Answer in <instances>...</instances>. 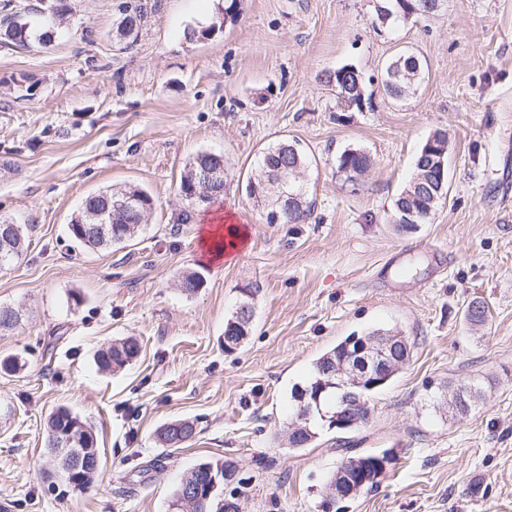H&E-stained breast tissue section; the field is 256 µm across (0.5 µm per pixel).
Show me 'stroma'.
I'll list each match as a JSON object with an SVG mask.
<instances>
[{
    "label": "stroma",
    "mask_w": 512,
    "mask_h": 512,
    "mask_svg": "<svg viewBox=\"0 0 512 512\" xmlns=\"http://www.w3.org/2000/svg\"><path fill=\"white\" fill-rule=\"evenodd\" d=\"M67 0L50 45L0 47V220L27 247L0 270V307L21 320L0 332V503L7 512H175L184 474L235 470L232 512H512V0H444L432 14L381 24L382 0ZM147 18L136 42L116 37L124 6ZM219 22L204 39L187 28ZM415 52L422 80L385 93L393 55ZM361 72L363 109L325 86ZM437 130L448 133V197L411 231L394 201ZM298 142L311 206L301 224H271L246 193L269 145ZM347 148L372 164L357 185L336 177ZM224 157V196L186 201L189 160ZM113 185L153 198L130 241L91 249L70 238L82 199ZM248 227L223 270L200 230L225 216ZM203 279L181 291L184 273ZM250 335L224 349L242 299ZM487 317L467 320L470 302ZM393 330L409 361L372 399L368 424L320 428L288 444L290 390L346 336ZM132 337L124 369L99 349ZM480 399L449 412L460 386ZM66 407L91 428L101 467L87 489L61 482L45 444ZM197 422L177 449L158 442L176 419ZM392 458L373 489L327 502L346 454ZM141 346L135 339L125 338L98 352L96 364L103 371L120 370L140 354Z\"/></svg>",
    "instance_id": "1"
}]
</instances>
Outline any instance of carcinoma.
Here are the masks:
<instances>
[{
  "label": "carcinoma",
  "mask_w": 512,
  "mask_h": 512,
  "mask_svg": "<svg viewBox=\"0 0 512 512\" xmlns=\"http://www.w3.org/2000/svg\"><path fill=\"white\" fill-rule=\"evenodd\" d=\"M420 15L431 14L436 11V0H384V3L377 8V21L387 23L389 21H406L412 16L413 11ZM52 40V31L45 29L38 30L32 21L25 14L18 12H7L0 20V44L4 46L26 47L33 42L47 45ZM420 76L412 79H404L391 86L383 83V88L391 97L401 98L409 92L419 81ZM325 83L336 88V95L347 93L351 98L358 100L364 96L363 79L356 70L343 72L339 68L334 72L325 75ZM207 159L202 154H197L187 165L184 176L180 182V192L184 198H189L191 189L202 182L203 168ZM306 164V156L303 151L292 143H278L262 152L258 165L263 178L251 181L247 185V192L255 200L268 207V210H279L286 206L281 213V222L286 224H300L308 218L309 205L302 187L295 184L288 190V194L281 196L270 191V175L274 169L284 166H296L303 168ZM348 165L356 170L365 169L370 166V157L359 149H346L337 158L336 177L348 181L350 176L341 173L343 166ZM433 157L426 153V147H421L418 152L412 176L408 184L400 192L395 200L396 216L401 218L408 213L414 214V220L419 224H426L431 218L435 206L440 201L438 183L433 176ZM130 196H137L141 199V205L152 206L150 194L138 186L111 187L104 191L91 193L81 202L77 213L68 225L69 235L75 241L90 248H110L120 245L134 237L144 217L134 211H124L116 206V203L124 201ZM98 224H111L119 231V235L103 240L94 234V228ZM25 236L21 225H14L11 246L3 251L0 250V269L10 265L24 251ZM351 337H346L331 350L323 353L313 363L308 379L303 383L293 386L290 397L297 399V393L301 389H311L319 384L324 378L325 370L342 361L347 353V344ZM141 346L135 339H121L108 348L98 352L96 364L103 371L120 370L129 365L140 354ZM479 398V392L471 386L461 387L454 410L458 413H466ZM345 409L342 405V394L336 388L324 391L320 396V410L315 412L304 422V430L289 437V445L292 448H303L307 446L316 435L315 423L322 420V414H334ZM54 419L52 430L60 438H71L73 448L94 447L93 433L83 434L79 428L84 426L80 418L66 408H58L53 412ZM178 429L185 430L184 438L191 440L196 435V424L189 419L171 422L160 430V440L163 447L172 448L174 443L171 438V431ZM377 456L358 455L341 459L336 464V469L328 478L325 490L333 497L340 494L350 495L355 498L364 491L376 486L384 474V470L376 465ZM99 466L93 464L74 473H64L62 478L69 486L77 489L86 488L97 475ZM365 472L367 483L361 488L352 489L344 487L343 492L336 491V484L339 475L342 473L354 474L355 471ZM207 478L206 472L202 471L200 465L192 467L182 478L175 490L174 505L185 508V512H214L215 497L208 499L200 496H183L185 488L194 486L205 488Z\"/></svg>",
  "instance_id": "cac0c4a2"
}]
</instances>
